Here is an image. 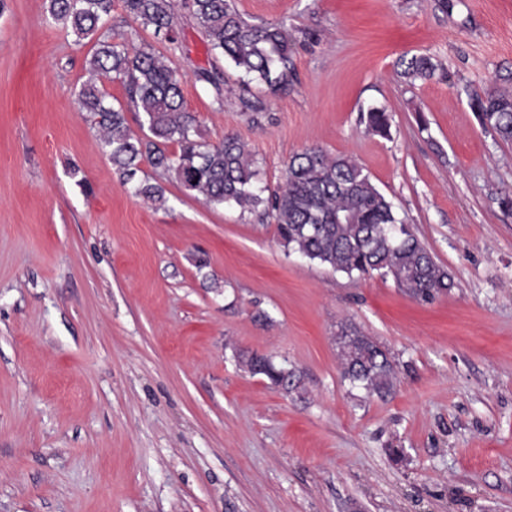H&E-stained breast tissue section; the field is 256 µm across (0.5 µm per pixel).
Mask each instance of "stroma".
Listing matches in <instances>:
<instances>
[{
	"label": "stroma",
	"mask_w": 512,
	"mask_h": 512,
	"mask_svg": "<svg viewBox=\"0 0 512 512\" xmlns=\"http://www.w3.org/2000/svg\"><path fill=\"white\" fill-rule=\"evenodd\" d=\"M233 5L287 27L288 91L241 86L187 10L175 45L112 16L172 58L201 140L248 144L259 187L311 146L355 158L453 286L424 303L333 271L146 163L165 200L134 197L75 104L93 40L0 0V512H512V143L465 94L512 89V0ZM414 54L433 78L400 76ZM345 330L387 352L386 397L343 378ZM361 121L368 132L387 137L390 134L391 116L383 108L372 107L362 113ZM237 358L251 373L264 376L274 386L281 387L286 391L290 387L296 386L295 382H297L298 377L295 371L282 364H276L270 356L258 353H241Z\"/></svg>",
	"instance_id": "stroma-1"
}]
</instances>
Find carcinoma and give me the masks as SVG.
Here are the masks:
<instances>
[{
    "label": "carcinoma",
    "instance_id": "1",
    "mask_svg": "<svg viewBox=\"0 0 512 512\" xmlns=\"http://www.w3.org/2000/svg\"><path fill=\"white\" fill-rule=\"evenodd\" d=\"M125 18L164 43L178 42L173 0H121ZM194 18L204 29L211 49L228 58L251 81L273 92L288 89L294 80L290 66L291 43L283 24L253 25L230 0H190ZM113 0H49L48 13L79 39L96 38L88 61V78L76 93L81 115L100 133L102 149L121 177L129 180L141 162L172 173L187 192L215 206H239L271 215L284 246L349 276L377 272L390 277L409 296L424 302L450 288L448 272L399 218L394 205L353 159L333 157L309 147L288 163L285 182L267 198L255 186L248 145L234 135L211 144L196 139L195 116L184 107L182 75L162 53L123 40L112 25ZM401 77L414 81L434 75L428 55L402 57ZM122 83L126 105L115 107L99 86L101 79ZM469 105L483 128L504 142L512 141V94L467 92ZM142 114L141 126L149 135H135L125 112ZM367 131L387 137L391 116L372 107L361 115ZM174 144L177 150L168 151ZM134 194L163 201L164 190L147 180ZM348 216L347 224L336 216ZM342 375L368 394L387 396L393 387L394 368L386 353L368 337L344 331L337 337ZM241 364L284 390L296 386L294 370L272 357L238 355Z\"/></svg>",
    "mask_w": 512,
    "mask_h": 512
}]
</instances>
